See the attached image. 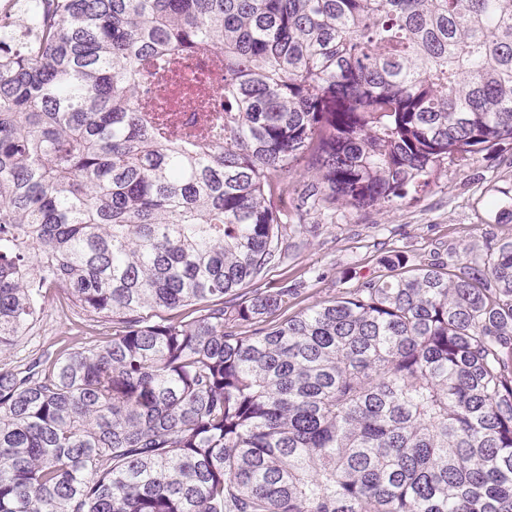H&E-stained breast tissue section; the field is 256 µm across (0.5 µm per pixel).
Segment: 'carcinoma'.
<instances>
[{"mask_svg":"<svg viewBox=\"0 0 512 512\" xmlns=\"http://www.w3.org/2000/svg\"><path fill=\"white\" fill-rule=\"evenodd\" d=\"M209 46L222 143L142 104ZM505 144L512 0H45L0 52V354L50 288L112 337L0 367V512H512V239L282 321L257 285L288 208Z\"/></svg>","mask_w":512,"mask_h":512,"instance_id":"cac0c4a2","label":"carcinoma"}]
</instances>
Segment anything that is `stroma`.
<instances>
[{"instance_id": "stroma-1", "label": "stroma", "mask_w": 512, "mask_h": 512, "mask_svg": "<svg viewBox=\"0 0 512 512\" xmlns=\"http://www.w3.org/2000/svg\"><path fill=\"white\" fill-rule=\"evenodd\" d=\"M512 145L498 153L476 155L468 165L443 163L416 198L394 206L364 209L324 205L303 216H289L280 247L282 261L264 281L302 288L294 309L321 304L374 276L384 274L382 258L405 252L412 264L480 254L500 238H512ZM109 326L89 320L48 289L37 325L0 358L13 367L43 351L90 346L105 340Z\"/></svg>"}]
</instances>
